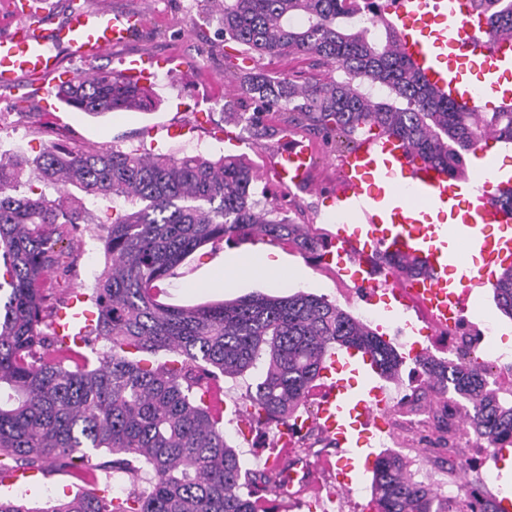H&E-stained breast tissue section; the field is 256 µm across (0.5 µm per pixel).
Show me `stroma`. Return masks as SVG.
<instances>
[{"label":"stroma","mask_w":512,"mask_h":512,"mask_svg":"<svg viewBox=\"0 0 512 512\" xmlns=\"http://www.w3.org/2000/svg\"><path fill=\"white\" fill-rule=\"evenodd\" d=\"M109 15L134 13L141 27L127 43L86 58H65V77L92 75L112 71L121 60L143 55L164 59V68L155 69L149 87L160 100L151 112H111L100 116L75 112L44 97L40 86L23 79L10 88H0V150L34 159L48 145L64 142L97 145L126 150L139 145L154 150L183 155L191 151L194 141H203V150L212 158L231 155L245 159L257 175V184L278 195L280 215L294 224H312L321 231L332 232L329 210L322 192L339 179L340 161L336 151L320 137L306 134L305 141L315 158L307 182L281 191L273 177V168L285 133L276 111L262 117L265 137L253 129L224 119V105L239 102L235 83L224 76V36L218 20L201 23L197 33L172 24L174 16L194 18L196 0H81ZM75 263L63 290L51 301L54 311L94 312L85 291L94 279L85 271L87 255L97 263L105 261L103 240L86 229H79L71 240ZM268 257L279 261V279L263 274L238 277L226 288L209 287L208 282L220 269L229 268L239 259L257 261ZM185 273L170 277L163 284L168 303L193 306L200 303L231 300L253 293L283 295L304 291L335 302L352 314L366 306L351 286L333 284L334 274L314 262L297 248L273 245L253 239L235 245L208 243L195 250L183 264ZM236 391H225L224 419L231 440L238 448L244 467L255 469L265 463L278 428L272 424H253L250 433L238 432L235 424ZM396 435L390 450L405 457L415 479L432 484L440 493L469 488L482 483L494 496H501V477L487 468L486 449L479 444L458 449L455 466H447L441 456L448 441L442 431L433 428L420 433L407 421L396 423Z\"/></svg>","instance_id":"1"}]
</instances>
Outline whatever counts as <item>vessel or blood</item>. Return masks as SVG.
<instances>
[{
    "label": "vessel or blood",
    "mask_w": 512,
    "mask_h": 512,
    "mask_svg": "<svg viewBox=\"0 0 512 512\" xmlns=\"http://www.w3.org/2000/svg\"><path fill=\"white\" fill-rule=\"evenodd\" d=\"M13 21L0 32V86L24 78H48L58 73L62 54L84 58L129 41L137 31L135 15L107 16L99 9L81 7L65 21H56L30 0H14ZM402 52L441 95L464 106L474 103V90L466 76L469 58L482 60V73L502 102L512 101V43L488 44L476 34V23L467 0H391ZM155 65L142 56L121 62L120 78L146 86ZM311 164L307 147L284 150L276 164L281 183H305ZM500 178L486 169L482 188L451 177L433 165L414 158L393 137L371 138L342 158L340 180L327 189V206L345 215L330 236L339 275L363 290L365 301L379 292H390L386 311L415 328L408 314V299H417L428 312V324L420 328L419 341L408 352L423 351L422 340L458 319L470 307L474 289L489 288L500 268L512 264V214L493 202ZM459 214L456 224H438L433 212ZM497 224L499 236H483L479 225ZM467 240L481 262L471 267L461 262L450 243ZM384 251L412 257L422 268L417 278L395 285V273L370 283L364 273L373 254ZM375 365L366 353L346 351L331 358L321 370L320 412L312 423L337 446L350 447L356 435L369 426H382L390 400L383 389L372 386L355 393L347 374H370Z\"/></svg>",
    "instance_id": "vessel-or-blood-1"
}]
</instances>
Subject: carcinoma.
<instances>
[{
	"mask_svg": "<svg viewBox=\"0 0 512 512\" xmlns=\"http://www.w3.org/2000/svg\"><path fill=\"white\" fill-rule=\"evenodd\" d=\"M486 21V41L512 42V0H471ZM221 22L224 39L252 63L239 75L250 115L224 105L247 123L268 109L283 129L343 138L392 136L416 157L451 176L463 175L466 155L489 142L512 144V103L466 111L438 94L399 49L398 32L371 0H199ZM309 54L329 68L326 79L297 84L264 70V60ZM340 76H333L334 72ZM67 106L89 114L151 109L146 89L108 74L82 75L58 87ZM57 187L17 195L27 167ZM250 164L231 156L181 157L52 143L30 162L0 154V482L34 471L63 474L81 488L67 500L33 508L0 495V512H270L258 491L281 487L280 471L243 469L224 430L222 411L205 399L210 381L251 375L241 416L284 424L306 411L326 360L338 349L369 354L380 376L400 379L406 358L370 323L322 296L256 293L233 300L176 306L155 286L176 273L206 243L258 237L309 254L323 247L311 224L279 219L277 198H253ZM79 188L84 197L72 195ZM110 198L112 223L99 227L109 260L96 273L91 299L97 320L80 335L89 357L64 347L45 322L46 285L58 282L74 258L65 244L88 224L85 198ZM123 201L131 208H118ZM401 275L419 267L405 256L379 255ZM498 310L512 318V265L493 287ZM174 356L155 365L139 353ZM429 389L472 406L470 427L489 448L512 446V398L490 388V368L424 352L412 360ZM408 462L388 452L373 475L375 512H498L494 497L472 487L457 498L407 475Z\"/></svg>",
	"mask_w": 512,
	"mask_h": 512,
	"instance_id": "obj_1",
	"label": "carcinoma"
}]
</instances>
